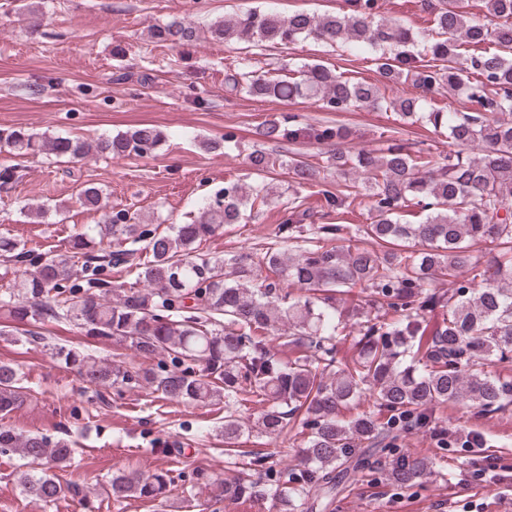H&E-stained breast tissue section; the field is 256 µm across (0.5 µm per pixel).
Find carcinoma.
I'll use <instances>...</instances> for the list:
<instances>
[{
	"instance_id": "carcinoma-1",
	"label": "carcinoma",
	"mask_w": 512,
	"mask_h": 512,
	"mask_svg": "<svg viewBox=\"0 0 512 512\" xmlns=\"http://www.w3.org/2000/svg\"><path fill=\"white\" fill-rule=\"evenodd\" d=\"M342 15L251 8L216 21L212 38L225 43L286 47L311 39L377 52L379 79L353 80L319 65L259 74L242 65L224 75L227 91L258 99L314 100L329 113L390 109L405 124L446 134L455 149L410 143L387 130L382 146L346 147V128L310 124L282 114L258 124L265 143L327 146L324 164L297 152L285 160L264 147L250 168L288 170V215L274 239L253 251L211 257L201 243L225 226L242 224L273 188L235 180L207 197L197 215L167 233L137 214L108 211L103 190L84 185L77 202L103 211L101 223L70 235L64 250H42L0 235L5 269L18 279L0 285V309L11 331L34 336L46 318L74 319L92 336L127 343L144 359L130 370L74 348L58 354L88 388L145 384L171 402L224 403V457L230 479L213 484L217 501L271 502L275 512H299L328 498L357 470L362 446L393 451L411 428L439 431L445 449L457 439L438 429L439 412L465 402L480 415L512 407V374L495 366L512 353V0H485L484 18L470 17L469 0H419L429 25L416 31L384 21L385 0H346ZM163 46H189L198 30L173 17L151 31ZM490 48H484V45ZM412 91L395 98L394 86ZM463 95L469 112L432 107L444 89ZM164 133L143 126L88 140L26 129H1L0 149L18 155L83 160L151 154ZM481 148L471 156L464 150ZM365 175L364 193L334 173ZM321 203L304 206L299 190ZM368 199L367 224H317L344 216ZM411 213L422 215L410 222ZM288 248H283V243ZM482 246L488 259L474 255ZM28 264L30 270L16 266ZM137 269L115 299L112 270ZM448 278L450 288H431ZM291 284L299 294L286 291ZM350 346L351 357L341 355ZM17 369L0 363V413L28 400ZM261 408L256 421L243 417ZM294 439L299 463L279 468L241 448L253 434ZM28 469L18 474L35 504L78 489L60 472L73 443L0 428V453ZM433 462L393 456L386 480L408 488L432 474ZM174 481L156 471L119 472L106 486L116 502L164 501Z\"/></svg>"
}]
</instances>
